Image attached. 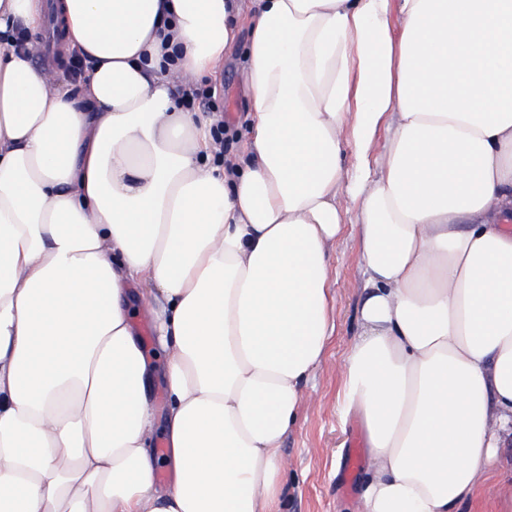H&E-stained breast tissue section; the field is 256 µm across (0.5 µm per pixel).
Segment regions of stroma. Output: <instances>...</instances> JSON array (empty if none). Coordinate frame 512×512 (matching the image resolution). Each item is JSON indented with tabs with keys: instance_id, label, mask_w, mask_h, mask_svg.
Returning <instances> with one entry per match:
<instances>
[{
	"instance_id": "1",
	"label": "stroma",
	"mask_w": 512,
	"mask_h": 512,
	"mask_svg": "<svg viewBox=\"0 0 512 512\" xmlns=\"http://www.w3.org/2000/svg\"><path fill=\"white\" fill-rule=\"evenodd\" d=\"M243 47H236L216 84L217 105L232 138V153L244 146L240 132L248 126L243 94ZM331 317L336 326L321 365L305 386L296 421L283 444L280 512H362L360 488L365 469L349 471L353 437H364L360 417L345 413L342 367L356 333V311L364 294L360 243L354 214H347L340 236L329 251Z\"/></svg>"
}]
</instances>
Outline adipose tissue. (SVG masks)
<instances>
[{"instance_id":"adipose-tissue-1","label":"adipose tissue","mask_w":512,"mask_h":512,"mask_svg":"<svg viewBox=\"0 0 512 512\" xmlns=\"http://www.w3.org/2000/svg\"><path fill=\"white\" fill-rule=\"evenodd\" d=\"M47 8L0 0V512H272L346 197L364 512H478L512 443V0H56L76 85ZM240 41L217 167L178 90ZM243 53L244 42H240L234 50L233 60L229 63L221 74L219 82L211 84L216 86V102L218 109L222 111L224 120L227 122L224 136V120H220L214 129V137L219 140L220 146L224 149V137L230 139L233 137V144L224 155L239 154L244 146V132L248 126V107L247 100L243 94ZM242 131V138H239V132ZM221 135V138H220ZM224 155L221 156L224 160Z\"/></svg>"}]
</instances>
